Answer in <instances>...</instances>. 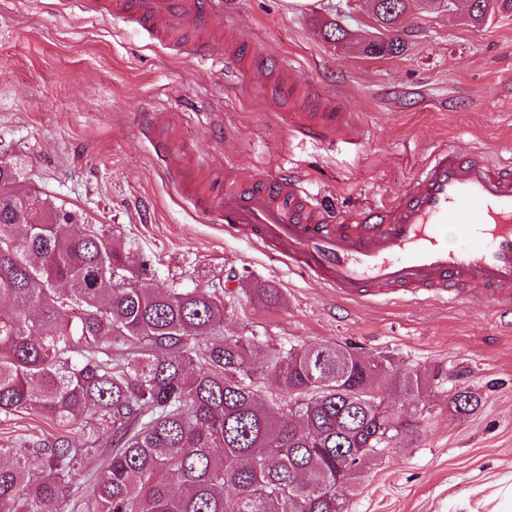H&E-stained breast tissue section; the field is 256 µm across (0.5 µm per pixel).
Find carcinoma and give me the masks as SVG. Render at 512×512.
<instances>
[{"mask_svg": "<svg viewBox=\"0 0 512 512\" xmlns=\"http://www.w3.org/2000/svg\"><path fill=\"white\" fill-rule=\"evenodd\" d=\"M378 0L390 36L370 56L403 50L397 35L413 0ZM474 23L511 13L512 0H477ZM0 164V415L35 409L53 425H81L85 444L112 430V452L83 487L86 452L63 434L0 448V512H53L71 493L87 512H345L347 490L379 447L383 418L360 390L392 386L416 399L423 378L333 344L311 374L313 348L269 349L267 376L296 406L260 394L255 339L224 336V302L206 289L149 288L109 230L18 188ZM469 414L475 393L457 391Z\"/></svg>", "mask_w": 512, "mask_h": 512, "instance_id": "obj_1", "label": "carcinoma"}]
</instances>
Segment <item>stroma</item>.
I'll return each mask as SVG.
<instances>
[{"instance_id":"stroma-1","label":"stroma","mask_w":512,"mask_h":512,"mask_svg":"<svg viewBox=\"0 0 512 512\" xmlns=\"http://www.w3.org/2000/svg\"><path fill=\"white\" fill-rule=\"evenodd\" d=\"M337 22L349 44L323 37ZM372 0H224L208 59L182 57L120 17L81 15L60 0H0V161L20 165L29 193L104 224L146 261L154 288H215L224 333L270 348L351 345L395 372H420L416 403L384 390L412 434L380 449L347 495V512H490L512 476V328L478 294L363 304L201 218L158 166L144 120L170 125L175 145L203 160L204 181L232 164L241 177L301 172L334 209L395 196L433 146L512 151V14L484 23L418 9L396 56L365 55ZM288 57L292 74L271 67ZM312 84L353 114L331 143L292 138L277 115L304 112L289 82ZM277 289V303L258 288ZM478 408L456 413L458 390ZM32 412L0 416V448L54 434Z\"/></svg>"}]
</instances>
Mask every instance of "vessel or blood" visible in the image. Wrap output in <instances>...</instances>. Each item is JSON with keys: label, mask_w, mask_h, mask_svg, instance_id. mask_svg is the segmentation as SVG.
<instances>
[{"label": "vessel or blood", "mask_w": 512, "mask_h": 512, "mask_svg": "<svg viewBox=\"0 0 512 512\" xmlns=\"http://www.w3.org/2000/svg\"><path fill=\"white\" fill-rule=\"evenodd\" d=\"M79 13L119 15L160 45L202 57L224 18V0H70ZM303 97L312 112L288 113L292 133L329 138L349 128L342 104L312 86ZM148 139L181 187L198 184L167 126ZM195 205L217 213L226 232L267 249L344 300L388 299L427 292L460 296L481 292L501 316L512 318V161L441 144L389 202L345 211L327 209L294 176L242 184L225 173ZM454 236H447V229Z\"/></svg>", "instance_id": "obj_1"}]
</instances>
